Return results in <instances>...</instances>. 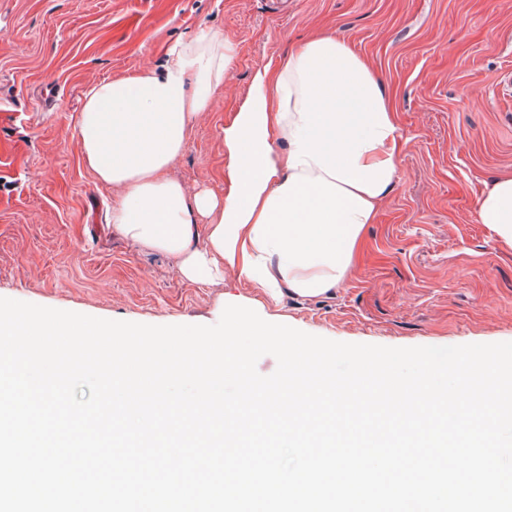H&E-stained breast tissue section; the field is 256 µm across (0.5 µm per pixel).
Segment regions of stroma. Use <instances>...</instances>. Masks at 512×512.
Returning <instances> with one entry per match:
<instances>
[{
	"label": "stroma",
	"mask_w": 512,
	"mask_h": 512,
	"mask_svg": "<svg viewBox=\"0 0 512 512\" xmlns=\"http://www.w3.org/2000/svg\"><path fill=\"white\" fill-rule=\"evenodd\" d=\"M320 28L364 55L405 141L398 181L350 280L269 307L235 276L192 284L116 234L117 197L75 136L94 82L163 62L205 32L237 57L170 174L224 191V125L253 72ZM512 0H0V297L151 325L218 322L223 306L330 340L389 347L512 342V254L476 216L512 172Z\"/></svg>",
	"instance_id": "obj_1"
}]
</instances>
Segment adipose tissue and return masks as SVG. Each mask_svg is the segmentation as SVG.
<instances>
[{"mask_svg": "<svg viewBox=\"0 0 512 512\" xmlns=\"http://www.w3.org/2000/svg\"><path fill=\"white\" fill-rule=\"evenodd\" d=\"M236 46L206 34L162 64L90 86L77 123L84 164L118 189L110 222L144 253L208 283L232 272L279 302L318 298L351 277L394 189L404 140L382 76L350 43L316 32L255 71L224 125V193H188L168 171L207 112ZM476 215L512 251V175Z\"/></svg>", "mask_w": 512, "mask_h": 512, "instance_id": "ef3b65f1", "label": "adipose tissue"}]
</instances>
